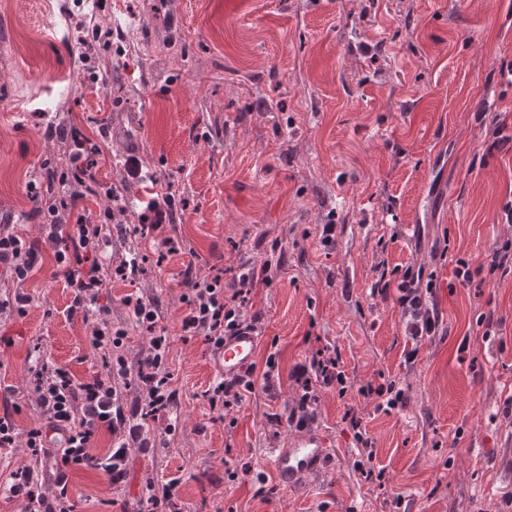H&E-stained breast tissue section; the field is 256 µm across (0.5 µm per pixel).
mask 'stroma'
I'll return each mask as SVG.
<instances>
[{"mask_svg": "<svg viewBox=\"0 0 512 512\" xmlns=\"http://www.w3.org/2000/svg\"><path fill=\"white\" fill-rule=\"evenodd\" d=\"M512 0H0V215L39 238L27 182L59 167L69 149L46 125L111 140L87 223L125 187L127 219L112 247L137 254L147 273L101 298L127 331L129 363L149 352L123 299L154 298L171 338L167 366L179 399L150 422L152 448L128 451L130 475L74 469L75 512H134L146 482L177 480L184 512H512V278L455 275L512 242ZM137 156L141 179L124 183ZM173 198L174 223L131 236L140 202ZM336 238L323 246V224ZM389 265L423 266L435 278L441 335L414 348L395 298L369 286L380 237ZM179 243L163 255V238ZM281 242V267L256 288L254 360L275 355L273 386L257 384L218 417L199 399L217 376L203 336L184 330L185 269L200 277L262 263ZM26 316H0V412L42 423L32 370L49 358L83 380L100 368L74 293L52 258L23 285ZM494 316L492 336L477 324ZM338 350L351 389L320 390L305 431L326 452L321 468L290 489L271 451L297 437L272 422L298 398L294 364ZM397 380L402 408L384 414L361 386ZM355 408L374 443L384 485L357 470Z\"/></svg>", "mask_w": 512, "mask_h": 512, "instance_id": "35a3bbf8", "label": "stroma"}]
</instances>
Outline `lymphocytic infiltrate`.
Listing matches in <instances>:
<instances>
[{"label":"lymphocytic infiltrate","mask_w":512,"mask_h":512,"mask_svg":"<svg viewBox=\"0 0 512 512\" xmlns=\"http://www.w3.org/2000/svg\"><path fill=\"white\" fill-rule=\"evenodd\" d=\"M65 135L72 143L65 169L47 170L44 182L31 180L26 184L28 195L38 202L32 215L42 219L44 237L34 240L1 224L0 270L9 273L14 282H25L42 259L43 245H50L58 273L74 290L68 313L89 321L88 340L101 352L102 365L78 382L66 369L42 362L36 372L34 393L44 424L22 431L11 413L0 415V447H12L21 438L31 452L30 464L11 471L9 482L0 486V492L21 502L23 512H74L66 486L67 471L75 466L104 470L116 484L124 481L129 442H138L142 450H150L145 421L171 411L178 397L166 366L169 338L156 330L159 314L155 302L140 296L125 298L137 324L151 334L149 353L134 365L120 352L125 332L113 328L107 307L99 303L100 295L113 282L133 281L144 273L137 258L115 261L97 255L100 243L111 234L117 211L123 207L121 196L111 194L112 204L103 210L99 223L87 224L79 219L66 224L61 220L62 214L74 213L85 192L91 191L101 160L98 142L81 129L70 128ZM271 270L272 263L267 260L259 265L229 266L223 274L209 279L189 280V291L183 296L188 309L182 321L184 329L203 334L216 354L223 350L227 337L255 330L256 322L246 318L244 308L257 286L270 283ZM373 272L371 296H395L407 336L418 341L437 335L439 313L427 296L434 283L426 279L423 269L406 267L395 280L389 275L387 261L382 259L374 265ZM277 368L275 358L270 356L263 370L251 366L229 379L216 376L202 397L211 411L224 413L253 393L257 380H271ZM132 375L137 377L139 389L135 413L140 420L136 423L126 416L120 400L121 387ZM291 377L301 395L285 421L298 429L305 428L311 420L309 410L318 398V387L337 386L342 396L348 392L341 359L335 352L317 354L309 363L297 365ZM102 427L116 435L117 443L111 455L97 458L90 455L89 448ZM50 480L58 488L52 497L44 492Z\"/></svg>","instance_id":"f902f5d3"}]
</instances>
